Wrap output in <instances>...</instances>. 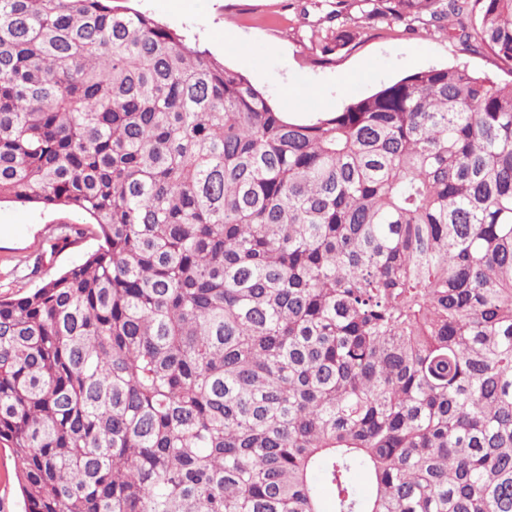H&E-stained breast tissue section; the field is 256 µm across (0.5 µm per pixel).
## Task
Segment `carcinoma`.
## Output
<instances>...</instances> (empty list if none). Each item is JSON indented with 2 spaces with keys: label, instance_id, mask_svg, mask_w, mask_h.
Wrapping results in <instances>:
<instances>
[{
  "label": "carcinoma",
  "instance_id": "obj_1",
  "mask_svg": "<svg viewBox=\"0 0 512 512\" xmlns=\"http://www.w3.org/2000/svg\"><path fill=\"white\" fill-rule=\"evenodd\" d=\"M364 2L512 64V0ZM0 202L98 228L0 297L25 512H512V81L295 121L146 13L0 0Z\"/></svg>",
  "mask_w": 512,
  "mask_h": 512
}]
</instances>
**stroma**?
<instances>
[{"label": "stroma", "mask_w": 512, "mask_h": 512, "mask_svg": "<svg viewBox=\"0 0 512 512\" xmlns=\"http://www.w3.org/2000/svg\"><path fill=\"white\" fill-rule=\"evenodd\" d=\"M196 38L243 73L279 111L296 119L342 109L407 73L463 63L482 75L512 78V65L435 28L385 22L363 29L345 49L322 59L310 40L323 10L306 0H119ZM83 227L74 244L47 254L61 227ZM95 225L61 208L0 203V294L22 296L96 249Z\"/></svg>", "instance_id": "35a3bbf8"}]
</instances>
